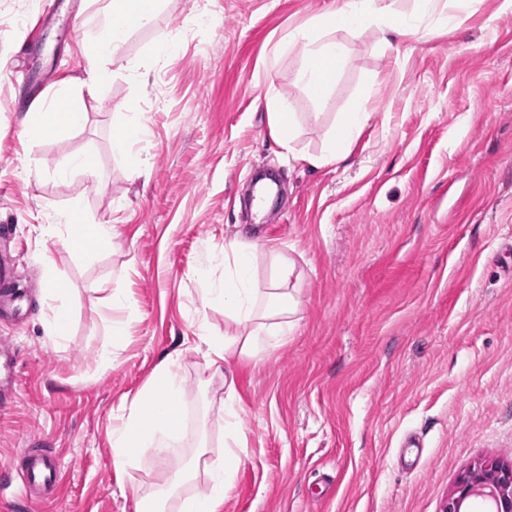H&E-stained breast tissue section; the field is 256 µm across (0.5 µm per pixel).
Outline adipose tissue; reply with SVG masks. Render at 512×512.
I'll return each mask as SVG.
<instances>
[{"label": "adipose tissue", "instance_id": "obj_1", "mask_svg": "<svg viewBox=\"0 0 512 512\" xmlns=\"http://www.w3.org/2000/svg\"><path fill=\"white\" fill-rule=\"evenodd\" d=\"M159 4L160 0H107L94 27L83 32L84 55L93 68L89 79L68 89L64 95L65 111H58L51 100L35 105L27 135L51 139L81 126L86 120L83 91H94L108 79L106 72L97 69V61L124 43L132 29L153 25ZM339 27L353 31L373 28L386 39L416 33L392 0H343L337 10L313 18L279 47L283 53L299 50L298 80L313 98H322L330 91L336 72L344 63V50L331 36ZM368 120V112L361 108L339 113L324 152L307 156V163L319 169L345 160ZM61 239L71 252L92 256L111 248L112 227L86 223L81 213L73 210L66 216ZM256 250V244L239 239L225 243L224 279L218 286L204 289L200 296L204 308L223 303L224 316L232 324L224 335L203 332L198 336L206 370L224 380L225 396L219 407L227 426L224 440L214 447L207 441H199L191 461L169 476L162 486L139 491L136 500L139 512H166L171 502L175 503L176 512H224V501L244 463L246 448V434L239 422L240 399L229 358L234 354L256 356L262 349L285 343L294 331L296 300L287 286L295 275L296 265L292 260L272 255V277L266 286H259L251 274ZM132 309L133 303L123 289H113L112 348L102 355L101 367L118 362L127 341L123 316ZM179 358V353L173 352L161 360L144 387L117 416L109 434L115 472H129L147 455L165 457L181 440L184 422L178 399L183 390V376ZM200 477L205 480L204 490L183 494V487Z\"/></svg>", "mask_w": 512, "mask_h": 512}]
</instances>
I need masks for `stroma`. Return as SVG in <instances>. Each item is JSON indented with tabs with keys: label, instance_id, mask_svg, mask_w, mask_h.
<instances>
[{
	"label": "stroma",
	"instance_id": "35a3bbf8",
	"mask_svg": "<svg viewBox=\"0 0 512 512\" xmlns=\"http://www.w3.org/2000/svg\"><path fill=\"white\" fill-rule=\"evenodd\" d=\"M44 2L0 0V225L11 228L0 256L21 293L17 316L0 315L19 380L0 419V475L19 473L24 449L52 448L64 480L56 498H11L0 512H135L133 488L163 483L199 439L218 444L224 382L184 342L203 322L224 332L223 306L197 308L234 238L259 244L256 280L273 252L301 278L293 336L230 361L247 456L224 512H442L479 460L512 464V14L496 15V0H438L402 41L336 29L345 65L316 100L298 53L277 48L341 0H161L154 25L102 60L110 80L85 95V125L42 140L26 138L11 100L54 97L86 74L64 28L27 53ZM164 37L174 49L151 64ZM274 95L295 112L304 154L322 151L338 113L365 105L347 162L287 160L269 130ZM132 102L145 126L137 167L112 148ZM88 149L95 174L63 172ZM73 209L113 225L114 248L67 250L55 227ZM55 279L69 310L57 344ZM117 287L134 309L120 361L103 371ZM175 350L185 434L117 479L113 414ZM412 434L422 449L404 447ZM67 288L62 282L53 280L51 288L47 289V296L54 302H59L50 306L51 317L48 322L49 336H52L56 342L62 341L68 328V311L64 303Z\"/></svg>",
	"mask_w": 512,
	"mask_h": 512
}]
</instances>
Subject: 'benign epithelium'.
<instances>
[{
	"instance_id": "benign-epithelium-1",
	"label": "benign epithelium",
	"mask_w": 512,
	"mask_h": 512,
	"mask_svg": "<svg viewBox=\"0 0 512 512\" xmlns=\"http://www.w3.org/2000/svg\"><path fill=\"white\" fill-rule=\"evenodd\" d=\"M471 498H486L493 512H512V465L485 461L461 476L448 497L443 512H462Z\"/></svg>"
}]
</instances>
